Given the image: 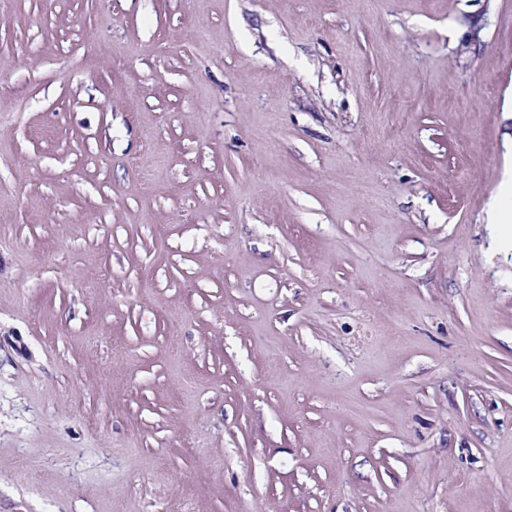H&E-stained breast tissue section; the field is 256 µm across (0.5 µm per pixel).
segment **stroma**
<instances>
[{
	"label": "stroma",
	"mask_w": 512,
	"mask_h": 512,
	"mask_svg": "<svg viewBox=\"0 0 512 512\" xmlns=\"http://www.w3.org/2000/svg\"><path fill=\"white\" fill-rule=\"evenodd\" d=\"M512 0H0V512H512Z\"/></svg>",
	"instance_id": "obj_1"
}]
</instances>
